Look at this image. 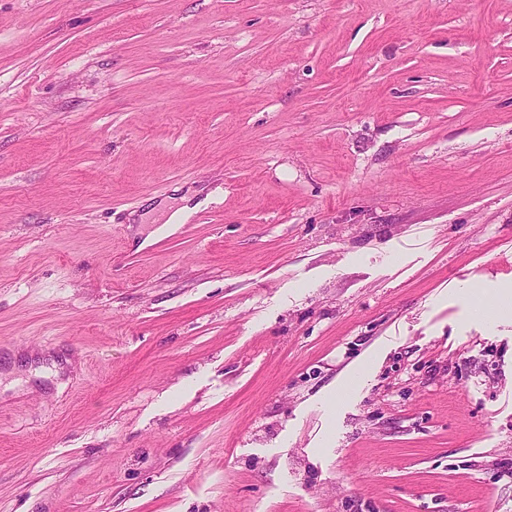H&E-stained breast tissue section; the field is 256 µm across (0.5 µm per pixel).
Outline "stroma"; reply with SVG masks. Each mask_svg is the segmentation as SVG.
Instances as JSON below:
<instances>
[{"label":"stroma","instance_id":"stroma-1","mask_svg":"<svg viewBox=\"0 0 512 512\" xmlns=\"http://www.w3.org/2000/svg\"><path fill=\"white\" fill-rule=\"evenodd\" d=\"M511 284L512 0H0V512H512Z\"/></svg>","mask_w":512,"mask_h":512}]
</instances>
